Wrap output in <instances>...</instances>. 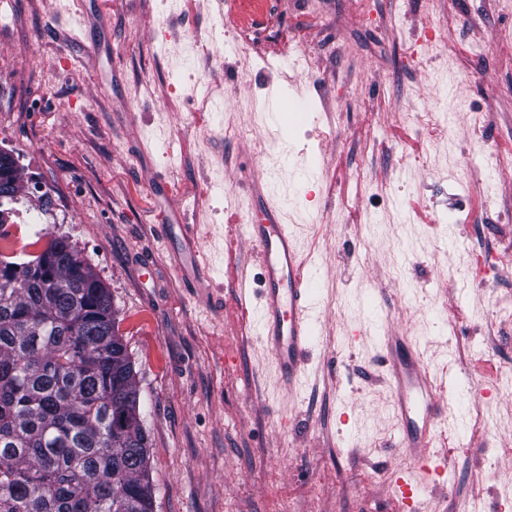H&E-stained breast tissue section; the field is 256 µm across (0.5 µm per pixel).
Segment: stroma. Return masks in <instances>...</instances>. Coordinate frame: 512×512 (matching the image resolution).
<instances>
[{
	"label": "stroma",
	"mask_w": 512,
	"mask_h": 512,
	"mask_svg": "<svg viewBox=\"0 0 512 512\" xmlns=\"http://www.w3.org/2000/svg\"><path fill=\"white\" fill-rule=\"evenodd\" d=\"M0 150L10 229L68 236L112 296L154 512H410L401 480L420 512H512V0H0ZM270 173L317 302L291 392L245 233ZM394 330L475 379L425 460ZM184 216V213H183ZM178 209L171 208L161 215L160 225L165 233L179 230L175 267L185 271L193 284L199 285L207 278V267L199 248V240L191 224H187Z\"/></svg>",
	"instance_id": "obj_1"
}]
</instances>
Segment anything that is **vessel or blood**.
I'll return each mask as SVG.
<instances>
[{
    "label": "vessel or blood",
    "mask_w": 512,
    "mask_h": 512,
    "mask_svg": "<svg viewBox=\"0 0 512 512\" xmlns=\"http://www.w3.org/2000/svg\"><path fill=\"white\" fill-rule=\"evenodd\" d=\"M266 221L249 227V237L260 255L263 270L261 318L264 341L279 370L281 380L294 384L300 371L306 346L313 334L308 312L313 293L303 276L304 264L287 225L278 219V208L265 207ZM164 232L177 233L175 266L186 273L193 284L207 277V267L192 225L178 209H170L160 218ZM380 343L382 361L389 369L394 394V412L400 424V445L422 452L432 442L431 432L443 416V398L422 365L419 354L404 336L383 334Z\"/></svg>",
    "instance_id": "vessel-or-blood-1"
}]
</instances>
